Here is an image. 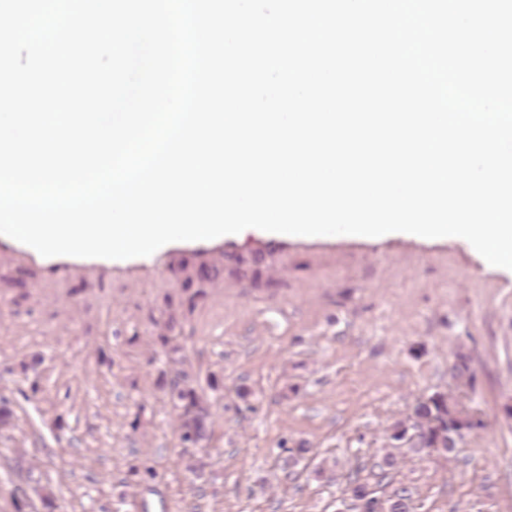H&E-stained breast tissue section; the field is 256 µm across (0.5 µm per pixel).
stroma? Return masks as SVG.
<instances>
[{
  "instance_id": "stroma-1",
  "label": "stroma",
  "mask_w": 512,
  "mask_h": 512,
  "mask_svg": "<svg viewBox=\"0 0 512 512\" xmlns=\"http://www.w3.org/2000/svg\"><path fill=\"white\" fill-rule=\"evenodd\" d=\"M230 253L255 260L256 276L224 273L182 307L186 280ZM171 317L179 367L157 343ZM461 356L468 385L454 377ZM180 371L212 414L197 447L181 442L168 395ZM435 392L476 428L453 454L408 452L381 472L392 424ZM0 399L13 412L0 427V512L37 483L56 512H347L355 469L379 494L407 487L416 512H512V273L465 242L400 234L252 230L112 264L0 238ZM301 441L309 459L283 470L281 444ZM147 457L156 475L143 482L132 470ZM325 459L335 480L315 473Z\"/></svg>"
}]
</instances>
